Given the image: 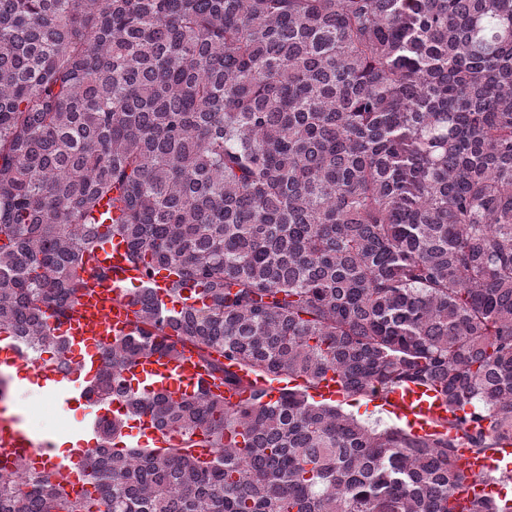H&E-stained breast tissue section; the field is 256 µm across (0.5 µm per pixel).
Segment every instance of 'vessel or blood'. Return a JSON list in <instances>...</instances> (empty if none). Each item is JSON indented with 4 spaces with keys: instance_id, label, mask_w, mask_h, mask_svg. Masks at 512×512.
Instances as JSON below:
<instances>
[{
    "instance_id": "vessel-or-blood-1",
    "label": "vessel or blood",
    "mask_w": 512,
    "mask_h": 512,
    "mask_svg": "<svg viewBox=\"0 0 512 512\" xmlns=\"http://www.w3.org/2000/svg\"><path fill=\"white\" fill-rule=\"evenodd\" d=\"M85 263L90 267L109 266L114 270L111 279L98 282L91 293L77 299L70 319L62 326L70 349L77 357L78 368L86 378H93L99 365L101 348L117 336L134 331L133 324L136 306L126 293L127 280H135L140 270L133 262L129 249L121 240L105 245L86 255ZM0 371L29 379L46 394L64 397L66 403H85L84 391L78 390L74 373L53 366L39 365L34 368L21 366L12 346L0 348ZM128 377L135 382L147 383L149 391L163 392L172 397L192 392L206 372L199 368L191 356L180 361L164 364L139 363L130 368ZM392 411L404 418L407 425L419 433L428 432V423L435 419L439 409L431 400L424 398L421 391L394 392L390 396ZM49 448V441L38 440L36 434L13 414L0 412V459L12 460L19 456H31L34 447ZM504 459L502 451H494L482 456L469 449L458 452L457 464L471 476L465 486L466 495H481L491 492L488 473L499 469Z\"/></svg>"
}]
</instances>
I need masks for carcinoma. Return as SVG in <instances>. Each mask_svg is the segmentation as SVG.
Returning <instances> with one entry per match:
<instances>
[{
    "label": "carcinoma",
    "instance_id": "carcinoma-1",
    "mask_svg": "<svg viewBox=\"0 0 512 512\" xmlns=\"http://www.w3.org/2000/svg\"><path fill=\"white\" fill-rule=\"evenodd\" d=\"M116 236L136 330L88 392L126 411L73 492L0 462V512H512L457 495L512 445V0H0V335L72 369ZM188 347L247 397L124 377ZM411 388L424 435L342 409ZM143 416L177 440L123 445ZM503 450L511 453V448H500L498 451L489 452L484 456H477L468 448H460L457 464L460 469L471 475L472 480L465 486V495H482L493 491V486L485 477L498 478L501 472L500 462L504 459ZM496 470V471H495ZM493 471V472H492Z\"/></svg>",
    "mask_w": 512,
    "mask_h": 512
}]
</instances>
